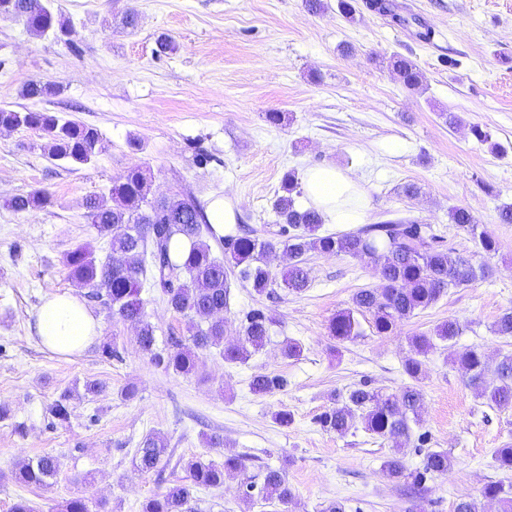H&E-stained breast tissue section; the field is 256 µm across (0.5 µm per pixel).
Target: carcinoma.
I'll list each match as a JSON object with an SVG mask.
<instances>
[{
    "mask_svg": "<svg viewBox=\"0 0 512 512\" xmlns=\"http://www.w3.org/2000/svg\"><path fill=\"white\" fill-rule=\"evenodd\" d=\"M365 7L387 16L401 27L412 24L424 28L422 21L402 14L391 0H365ZM0 17L23 22L36 34L49 31L65 35L67 23L57 19L52 0H0ZM399 81L410 90L423 85V74L406 56L392 54L382 59ZM57 93L47 83H29L22 95L27 99H42ZM26 127L41 132L48 139L49 157L69 164H86L100 149V134L91 127L65 119L51 112H18L0 108V128ZM282 195L273 204L282 233L279 242L287 264L282 272H272L266 262L267 253L276 244L248 234H227L219 237L224 247V259L212 256L201 240L203 231L217 235L208 224L203 208L192 199L176 196L149 197L150 184L140 168L130 169L124 180L112 187L111 200L100 195L86 198L87 217L99 236L109 240L110 253L100 261L85 245L66 254L65 263L71 278L89 288V298L103 302L112 317L134 326L140 350L165 370L188 377L196 373L200 354L211 348L220 349L229 363H245L262 350L270 339L274 318L263 308L248 311L241 320L238 337L230 340L225 334L224 320L216 315L230 307L228 272L237 273L259 296L272 297L276 289L285 288L301 293L310 287V271L306 255L310 252L350 256L373 255L378 266L380 285L361 288L352 296V306L336 313L329 324L331 336L338 341H350L361 335L357 315L372 316L373 328L380 336L393 333L398 322L435 304L447 289L466 285L485 274L487 267L472 262L439 245V236L429 224L414 218L388 220L366 224L346 233L320 234L322 215L314 208L295 207L293 194L300 192L295 173L285 175ZM52 203L51 194L35 189L16 195L8 201L15 212ZM452 223L478 240L482 251L497 250L495 239L479 229L473 214L464 207L449 211ZM160 290L168 307L189 319L190 336L183 340L171 338L167 346L157 348L155 330L148 322L144 300L145 284ZM461 332L454 320L438 324L432 334L411 338L413 355L404 363V372L413 383L399 391L384 394L363 382L344 394L331 395V405L318 417L322 429L344 435L356 425L382 441L393 443V454L383 462L387 477L411 478L410 491H425L428 478L443 474L452 464L445 450H427L421 466L404 473L402 445L408 441L413 424L418 422L425 377L422 356L434 348L433 339L449 341ZM467 375V384L475 392L498 407L512 406V354L498 361L495 379L485 378L487 357L478 350H469L454 359ZM288 380L280 375H258L250 382L256 394L282 390ZM495 466L512 472V444L495 449ZM169 464L164 439L146 435L137 448L135 466L141 473H162ZM58 459L43 455L23 464L15 477L26 484H42L57 474ZM186 482L175 484L146 500L142 512H193L191 501L199 489L224 485L226 475L246 471L244 459L230 455L224 463L215 464L192 459L185 466ZM242 501L253 506L259 501L288 504L293 490L288 485L283 468H266L262 482L244 476ZM482 496L496 500L501 512H512V483L501 481L485 485Z\"/></svg>",
    "mask_w": 512,
    "mask_h": 512,
    "instance_id": "carcinoma-1",
    "label": "carcinoma"
}]
</instances>
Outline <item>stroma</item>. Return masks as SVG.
I'll use <instances>...</instances> for the list:
<instances>
[{"instance_id":"obj_1","label":"stroma","mask_w":512,"mask_h":512,"mask_svg":"<svg viewBox=\"0 0 512 512\" xmlns=\"http://www.w3.org/2000/svg\"><path fill=\"white\" fill-rule=\"evenodd\" d=\"M313 14L304 0H55L73 30L71 37L36 36L23 23L0 19V105L17 111L55 112L96 128L101 149L88 165L50 160L38 132L0 129V512L28 501L35 512H59L66 500L85 498L92 512H141L142 503L185 478L188 459L223 463L239 455L247 472L285 467L295 497L288 507L247 508L239 475L222 487L197 491L194 512H322L332 501L345 512H453L458 499L481 502L492 481L512 482L492 455L512 442V407L488 404L466 384L456 358L476 347L490 359L512 354V337L494 324L512 307V224L499 214L512 206V0H396L402 13L432 30L397 27L365 6L354 20L335 9ZM135 10V31L119 23ZM176 44L157 56L159 35ZM352 54H342L343 45ZM399 53L424 75L423 88L406 89L375 63ZM31 82L59 87L58 95L33 102L21 95ZM281 112L282 125L265 115ZM459 116L448 126L445 113ZM491 136L479 143L472 125ZM332 164L351 171L369 202L375 224L415 218L432 225L452 249L489 275L448 289L436 304L381 336L371 315L361 316L362 336L337 341L329 323L349 307L353 294L379 284L371 260L312 253L311 285L299 294L278 291L274 299L231 279L229 333L243 314L263 307L277 324L266 348L247 363H228L218 350L203 351L195 375L182 377L157 366L136 343L133 326L112 318L99 302L89 307L100 324V343L74 355L46 349L32 332L49 291L77 287L64 264L77 245L91 244L98 259L109 254L86 216L87 196L108 192L133 167L146 170L154 196L189 194L201 204L227 196L237 200V223L254 236L279 242L273 209L283 176ZM413 183L416 197L401 188ZM44 188L51 205L16 212L15 195ZM471 211L498 244L487 256L448 212ZM158 346L186 337L187 320L168 308L159 292L142 293ZM448 319L462 333L437 343L424 362L420 432L426 445L446 450L447 472L426 482L415 501L405 479L382 471L390 442L363 429L346 435L324 431L318 416L334 393L360 383L395 392L409 384L403 365L411 336L431 332ZM302 344L295 359L282 356L284 342ZM115 354L103 355V344ZM258 374L287 378L286 389L254 394ZM101 384L85 395L84 384ZM136 395L126 399L124 391ZM70 394L67 422L49 413ZM288 409L290 426L273 414ZM167 441L164 474L134 468L143 437ZM222 436L213 448L207 436ZM51 455L61 463L43 485L15 481L20 462Z\"/></svg>"}]
</instances>
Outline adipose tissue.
Segmentation results:
<instances>
[{
  "mask_svg": "<svg viewBox=\"0 0 512 512\" xmlns=\"http://www.w3.org/2000/svg\"><path fill=\"white\" fill-rule=\"evenodd\" d=\"M305 191L328 224L365 223L368 203L359 180L331 165L308 168ZM39 340L49 350L72 355L88 349L100 335V325L84 300L64 292L46 293L35 318Z\"/></svg>",
  "mask_w": 512,
  "mask_h": 512,
  "instance_id": "obj_1",
  "label": "adipose tissue"
}]
</instances>
